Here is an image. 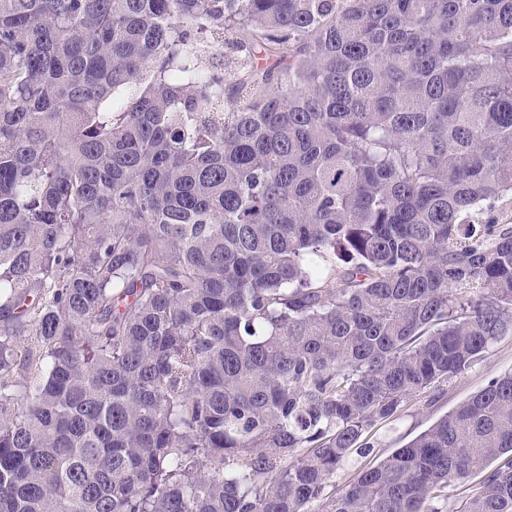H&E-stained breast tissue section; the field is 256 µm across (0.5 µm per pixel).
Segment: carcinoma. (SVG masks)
<instances>
[{
	"label": "carcinoma",
	"instance_id": "1",
	"mask_svg": "<svg viewBox=\"0 0 512 512\" xmlns=\"http://www.w3.org/2000/svg\"><path fill=\"white\" fill-rule=\"evenodd\" d=\"M509 332L512 0H0V512H512V372L325 495ZM488 471L478 473L472 476L464 486H453L448 488V502L443 505L444 512H453L457 501L467 495L474 493L478 488L481 480L485 477Z\"/></svg>",
	"mask_w": 512,
	"mask_h": 512
}]
</instances>
